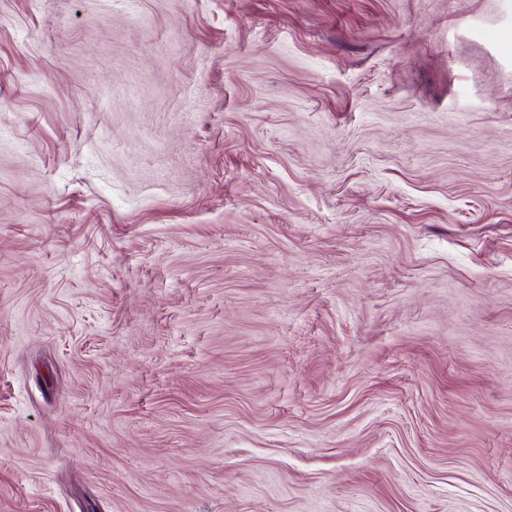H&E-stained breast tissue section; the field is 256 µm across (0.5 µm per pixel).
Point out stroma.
<instances>
[{
	"label": "stroma",
	"instance_id": "obj_1",
	"mask_svg": "<svg viewBox=\"0 0 512 512\" xmlns=\"http://www.w3.org/2000/svg\"><path fill=\"white\" fill-rule=\"evenodd\" d=\"M0 512H512V0H0Z\"/></svg>",
	"mask_w": 512,
	"mask_h": 512
}]
</instances>
